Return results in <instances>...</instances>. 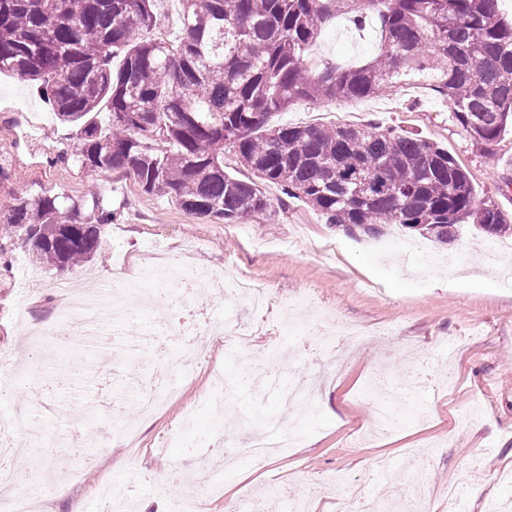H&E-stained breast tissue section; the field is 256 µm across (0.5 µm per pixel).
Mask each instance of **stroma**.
<instances>
[{"instance_id": "stroma-1", "label": "stroma", "mask_w": 512, "mask_h": 512, "mask_svg": "<svg viewBox=\"0 0 512 512\" xmlns=\"http://www.w3.org/2000/svg\"><path fill=\"white\" fill-rule=\"evenodd\" d=\"M378 25L357 30L340 14L327 18L310 45L306 62L316 68H344L369 61L378 51ZM273 124L390 126L447 148L469 173L477 201L492 200L512 223V130L487 146H474L447 102L424 85L395 88L374 97L314 105L299 102L275 113ZM76 136L60 123L32 83L0 75V210L18 196L83 195L97 182L114 219L104 229L101 258L64 271L42 270L43 280L114 285L135 279L165 250L173 263L232 271L285 298L307 293L334 316L359 325L364 336L349 350L339 372L329 368L320 345L327 326L310 325L300 336H282L275 322L252 326L247 345L222 339L210 343L211 361L197 365L155 416L146 417L127 397L136 384H149L156 362L177 341L154 335L155 326L177 323V304L130 320L150 332L148 359L136 367L120 352L84 339L81 350L51 349L31 340L14 315L22 249L0 236L8 267L0 270V374L15 382L0 392V426L13 409L33 404L45 425L63 437L57 447L33 448L19 456L21 488L54 487L46 512H104L102 490L123 498L124 512H171L172 503L195 512H228L246 492L262 512H284L271 484L309 497L311 512H337L350 492L387 496L392 507L416 498L421 512H486L497 501L512 512V272L481 266L477 256L487 236L464 224L452 243L439 246L388 229L380 241L354 239L303 202L281 204L280 188L265 192L269 210L243 223L196 218L175 202L145 194L134 175L123 171L90 174L75 157ZM291 343L290 369L267 363V391L256 398L248 351ZM224 374L215 388L214 370ZM425 373L429 390L404 396L393 431L371 436L380 391L373 377L397 386L409 373ZM313 385L316 411L300 421L303 438L287 454L254 465L244 453L248 434L270 421L285 423L277 390L288 380ZM83 408L95 424L76 417ZM191 427L182 444L168 434L183 420ZM236 454L235 468L208 470L220 452ZM389 460L398 480L375 475L378 460ZM179 461L175 479L168 468ZM422 483H414L416 471ZM481 495H473L475 485ZM466 497L454 505L453 486Z\"/></svg>"}]
</instances>
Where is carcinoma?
Instances as JSON below:
<instances>
[{"label":"carcinoma","mask_w":512,"mask_h":512,"mask_svg":"<svg viewBox=\"0 0 512 512\" xmlns=\"http://www.w3.org/2000/svg\"><path fill=\"white\" fill-rule=\"evenodd\" d=\"M155 2L0 0V74L36 84L76 127L83 168L130 171L143 192L226 223L264 214L273 184L352 236L395 224L446 244L470 218L489 236L512 232L433 141L392 127L270 124L299 101L367 98L417 78L475 144L498 141L512 126V21L498 0H179L172 39L149 37L162 26ZM333 13L379 23L380 49L361 66L315 72L304 54ZM229 149L249 176L224 171ZM0 223L26 237L34 263L61 269L101 256L112 210L94 192L19 196Z\"/></svg>","instance_id":"obj_1"}]
</instances>
